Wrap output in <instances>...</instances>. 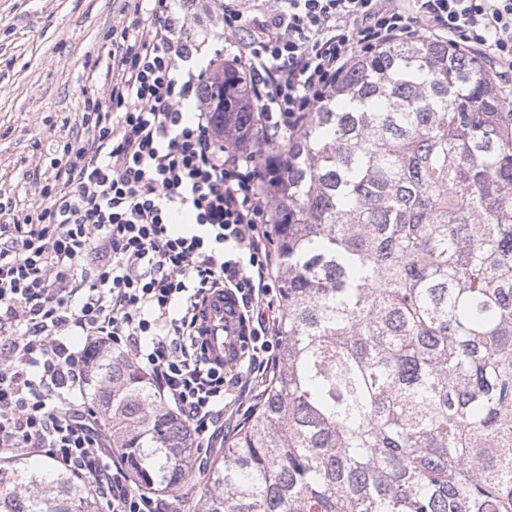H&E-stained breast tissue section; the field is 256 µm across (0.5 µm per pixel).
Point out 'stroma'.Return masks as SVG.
Returning a JSON list of instances; mask_svg holds the SVG:
<instances>
[{
  "label": "stroma",
  "mask_w": 512,
  "mask_h": 512,
  "mask_svg": "<svg viewBox=\"0 0 512 512\" xmlns=\"http://www.w3.org/2000/svg\"><path fill=\"white\" fill-rule=\"evenodd\" d=\"M118 0H0V191L27 204L50 175L49 147L103 91Z\"/></svg>",
  "instance_id": "stroma-1"
}]
</instances>
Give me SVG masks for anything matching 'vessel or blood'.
Wrapping results in <instances>:
<instances>
[{
  "label": "vessel or blood",
  "mask_w": 512,
  "mask_h": 512,
  "mask_svg": "<svg viewBox=\"0 0 512 512\" xmlns=\"http://www.w3.org/2000/svg\"><path fill=\"white\" fill-rule=\"evenodd\" d=\"M197 329L209 357L227 365L239 360L250 342L249 327L233 295L216 290L198 309Z\"/></svg>",
  "instance_id": "obj_1"
}]
</instances>
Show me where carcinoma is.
Returning <instances> with one entry per match:
<instances>
[{
	"label": "carcinoma",
	"mask_w": 512,
	"mask_h": 512,
	"mask_svg": "<svg viewBox=\"0 0 512 512\" xmlns=\"http://www.w3.org/2000/svg\"><path fill=\"white\" fill-rule=\"evenodd\" d=\"M252 150L283 170L278 369L194 512H512V101L420 38ZM86 386L136 487L193 475L192 433L132 358L97 351ZM0 512L97 505L11 465Z\"/></svg>",
	"instance_id": "obj_1"
}]
</instances>
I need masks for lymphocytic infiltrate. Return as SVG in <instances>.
I'll list each match as a JSON object with an SVG mask.
<instances>
[{
	"label": "lymphocytic infiltrate",
	"instance_id": "obj_1",
	"mask_svg": "<svg viewBox=\"0 0 512 512\" xmlns=\"http://www.w3.org/2000/svg\"><path fill=\"white\" fill-rule=\"evenodd\" d=\"M123 2L108 92L85 98L57 142L42 203L0 197V461L47 457L107 512H169L132 487L97 412L74 399L92 350L129 354L210 448L238 391L266 384L280 342L268 226L282 172L248 140L293 137L361 55L400 41L448 39L512 86V0H277L259 16L222 0V50L187 32L185 0ZM220 73L242 77L249 134L214 122L202 88ZM219 288L250 327L231 369L196 332Z\"/></svg>",
	"mask_w": 512,
	"mask_h": 512
}]
</instances>
